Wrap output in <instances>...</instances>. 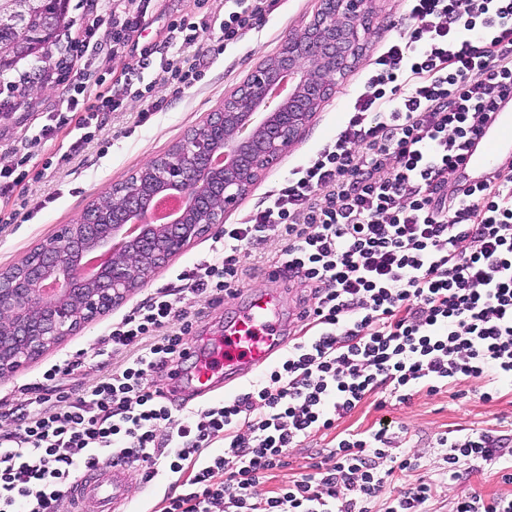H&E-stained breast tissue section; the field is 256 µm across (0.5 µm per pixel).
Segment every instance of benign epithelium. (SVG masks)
<instances>
[{"label":"benign epithelium","mask_w":512,"mask_h":512,"mask_svg":"<svg viewBox=\"0 0 512 512\" xmlns=\"http://www.w3.org/2000/svg\"><path fill=\"white\" fill-rule=\"evenodd\" d=\"M316 19L288 39L284 53L261 64L224 105L167 154L112 187V219L92 211L65 224L27 257L0 269V378L12 375L84 324L120 305L196 239L224 223L259 172L273 166L299 137L338 77L341 59L359 51L369 0H322ZM292 80L287 106L265 112L281 75ZM224 165L211 167L215 155ZM184 197L169 224H145L132 240L127 229L163 193ZM95 250L109 262L93 279L80 274Z\"/></svg>","instance_id":"benign-epithelium-1"}]
</instances>
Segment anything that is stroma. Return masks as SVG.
<instances>
[{
  "label": "stroma",
  "instance_id": "1",
  "mask_svg": "<svg viewBox=\"0 0 512 512\" xmlns=\"http://www.w3.org/2000/svg\"><path fill=\"white\" fill-rule=\"evenodd\" d=\"M321 6V0H287L284 8L269 16L261 30L249 33L239 48L220 57L211 67L203 86L180 97H168L163 110L156 113L150 123L136 126L139 102L131 98L127 101L126 111L108 114L98 146L85 154L67 159L69 139L62 135L42 146L40 157H53L55 166L46 171L40 182L27 183L25 196L31 199L56 190L60 197L33 221L0 224V269L17 263L34 247L56 235L63 225L77 223L88 207L108 194L114 184L123 182L154 158L165 154L198 127L208 113L217 111L225 97L247 80L259 63L281 51L289 35L307 27ZM401 12V0H371L370 32L363 41L358 60L315 113L299 141L283 153L276 165L261 174L235 208L225 213V223L239 222L245 212L278 185L289 168L303 162L335 134L350 101L363 89L372 59L394 37L393 26L399 23ZM66 94V88L61 85L50 88L34 82L20 87L17 97L23 103L22 109L10 113L8 119L0 120V164L11 161V147L31 134L40 115L59 106ZM213 241L210 235L196 240L161 267L148 286L139 288L120 307L98 317L76 335L67 337L12 376L0 380V432L13 430V409L22 399V388L42 380L52 365L79 350L88 354L82 367L72 375L52 381L51 386L72 396L81 393L101 373V366L93 353L101 348L105 331L112 321L120 319L130 308L141 303L150 290L174 285L178 271L205 257ZM274 252L273 245L269 243L253 248L250 271L238 300L227 298L211 303L192 299L197 321L190 334L191 339L223 335L224 326L233 316L237 302L248 301L252 293L264 290L277 293L281 324H292V313L300 297L307 295L309 289L299 281L288 284L270 278ZM477 387L474 381L452 384L440 394L430 396L421 393L405 404L392 400L382 409L370 399L351 417L342 419L340 426L344 429H366L381 421L390 423L400 446L420 456L422 463L419 469L401 473L400 483L427 480L433 478L442 465L437 439L444 432L479 424L506 435L507 445L512 448V390L502 389L498 400L486 403L480 400ZM473 492L485 496L507 494L512 492V485L502 481L496 467H473L464 479L444 486L428 503L426 510L451 512L458 496Z\"/></svg>",
  "mask_w": 512,
  "mask_h": 512
}]
</instances>
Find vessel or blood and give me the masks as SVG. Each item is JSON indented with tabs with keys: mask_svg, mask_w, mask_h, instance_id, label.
I'll return each mask as SVG.
<instances>
[{
	"mask_svg": "<svg viewBox=\"0 0 512 512\" xmlns=\"http://www.w3.org/2000/svg\"><path fill=\"white\" fill-rule=\"evenodd\" d=\"M512 163V96L501 99L488 121L482 137L469 150L456 170L458 179L467 185L481 181L489 172ZM278 306L264 292L254 293L247 306L225 327L223 340L210 342L208 349L188 343L187 353L195 360L191 371L178 372L175 382L209 393L216 380L232 385L265 368L287 342L280 324L269 322ZM128 471L122 464H100L90 474L75 480L69 494L76 502L89 499L100 504H129Z\"/></svg>",
	"mask_w": 512,
	"mask_h": 512,
	"instance_id": "vessel-or-blood-1",
	"label": "vessel or blood"
}]
</instances>
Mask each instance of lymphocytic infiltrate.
Instances as JSON below:
<instances>
[{
    "instance_id": "f902f5d3",
    "label": "lymphocytic infiltrate",
    "mask_w": 512,
    "mask_h": 512,
    "mask_svg": "<svg viewBox=\"0 0 512 512\" xmlns=\"http://www.w3.org/2000/svg\"><path fill=\"white\" fill-rule=\"evenodd\" d=\"M156 2L85 0L82 25L59 29L55 64L39 78L66 84L67 96L0 167V224L16 221L4 204L52 167L48 157L33 170L41 145L65 130L69 156L79 155L103 114L132 97L148 123L157 88L192 90L281 0H230L224 16L182 15L148 40ZM402 16L407 36L372 61L335 136L177 275L194 296H236L250 245L275 242L287 278L311 287L277 362L235 395L174 414L151 377L186 361L195 316L171 289H154L105 336L99 353L115 367L73 398L47 384L78 370L84 352L53 365L19 425L0 434V512H56L75 478L106 459L143 462L146 482H178L161 512H371L380 497L385 512H425L437 483L382 494L396 472L421 466L393 450L390 427H335L381 394L404 403L472 380L489 402L512 386V177L449 185L498 93L512 89V0H403ZM129 53L135 62L112 84L94 77L97 59ZM321 432L332 435L331 466L257 495L288 449ZM438 445L449 481L469 461L498 466L512 484V450L494 431L462 428Z\"/></svg>"
}]
</instances>
